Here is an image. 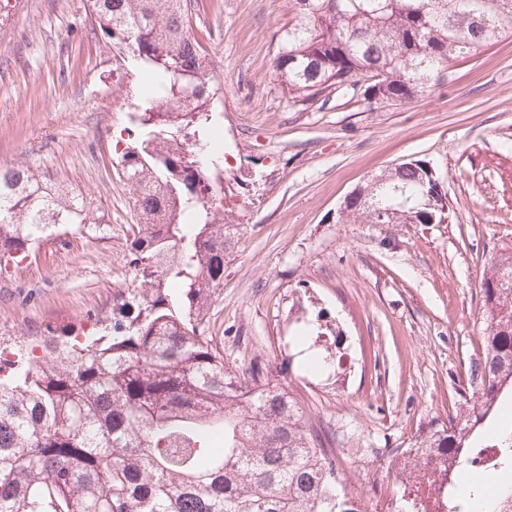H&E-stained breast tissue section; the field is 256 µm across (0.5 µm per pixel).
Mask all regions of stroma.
I'll return each instance as SVG.
<instances>
[{
    "mask_svg": "<svg viewBox=\"0 0 512 512\" xmlns=\"http://www.w3.org/2000/svg\"><path fill=\"white\" fill-rule=\"evenodd\" d=\"M295 0H196L190 35L224 61L213 83L228 222L209 336L226 365L280 369L349 456L363 512H380L386 451L445 420L481 350L479 288L492 243L512 240V42L459 62L406 104L367 108L351 92L292 106L273 73ZM144 90L131 55L87 0H0V166L39 169L105 217L50 239L0 273V348L47 327L98 334L138 286L139 223L117 144ZM408 158L430 161L446 224H358L344 199ZM308 326L318 339L297 345ZM331 361L309 375L304 355Z\"/></svg>",
    "mask_w": 512,
    "mask_h": 512,
    "instance_id": "obj_1",
    "label": "stroma"
}]
</instances>
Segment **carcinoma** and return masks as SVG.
Masks as SVG:
<instances>
[{
    "instance_id": "obj_1",
    "label": "carcinoma",
    "mask_w": 512,
    "mask_h": 512,
    "mask_svg": "<svg viewBox=\"0 0 512 512\" xmlns=\"http://www.w3.org/2000/svg\"><path fill=\"white\" fill-rule=\"evenodd\" d=\"M98 25L136 55L149 85L130 115L141 137L117 160L144 219L131 242L141 291L112 335L47 336L0 362V512H361L336 436L269 370L224 364L206 313L238 234L222 188L193 148L213 143L214 72L187 35L188 0H89ZM273 72L297 106L363 87L404 104L448 79L457 59L512 37V0H295ZM447 191L424 159L370 178L343 214L365 224L451 220L426 202ZM100 223L28 166L0 167V259H26L64 231ZM481 353L448 425L388 451L394 512H476L455 494L484 448L512 471V245L492 247L480 280ZM492 512H512V486Z\"/></svg>"
}]
</instances>
